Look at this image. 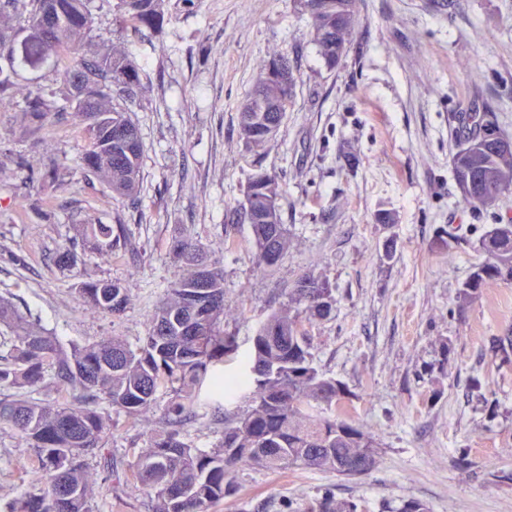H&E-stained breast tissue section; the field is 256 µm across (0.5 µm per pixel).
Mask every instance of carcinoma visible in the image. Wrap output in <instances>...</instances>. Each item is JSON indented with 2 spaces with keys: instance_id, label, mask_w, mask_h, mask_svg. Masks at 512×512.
Returning <instances> with one entry per match:
<instances>
[{
  "instance_id": "carcinoma-1",
  "label": "carcinoma",
  "mask_w": 512,
  "mask_h": 512,
  "mask_svg": "<svg viewBox=\"0 0 512 512\" xmlns=\"http://www.w3.org/2000/svg\"><path fill=\"white\" fill-rule=\"evenodd\" d=\"M92 0H0V108L18 106L35 123L66 109L78 117L84 169L112 193L137 195L143 146L128 116L127 102L145 92L135 62L101 54L88 42L95 23ZM310 35L329 67L346 53L358 24L356 0H300ZM166 0H119L113 24L137 38L162 32ZM27 33L22 52L14 36ZM52 64L55 79L66 85L62 99L40 85L17 80L18 70L38 71ZM291 68L288 57L272 53L260 64V77L239 113L244 142L269 141L261 127L284 116L293 98L288 85L269 74L272 66ZM499 132L494 113L480 112L452 156L457 183L471 180L463 201L478 208L495 204L512 189V153L496 151L486 131ZM281 186L274 174L249 182L246 201L261 217L250 225L258 263L272 267L288 252L282 223ZM83 245L112 254L127 242L123 225L80 224ZM481 259L462 283L459 302L480 297L497 283H512V224H494L478 240ZM169 252L186 273L152 311L150 328L133 349L119 336L88 345H64L10 300L0 298V325L9 329L10 348L0 356V425L6 424L37 457L36 478L9 512H95L97 479L84 462L109 452V416L104 400L131 424L169 395L164 415L145 445L126 461L110 460L113 480L136 486L151 498V512H212L237 493L236 466L265 471L313 469L351 479L358 468L372 471L379 444L350 411L344 383L314 365L309 327L331 318L336 289L323 274L299 277L288 301L273 312L253 337L246 356L249 372L223 375L214 367L238 354L237 337L224 332L231 313L224 305V266L211 260L192 239L175 237ZM82 304L117 317L129 303L117 281L92 280L77 288ZM42 392L33 401L20 391ZM247 398L245 409L224 419L213 448L184 441L178 425L208 399ZM305 512H358L352 499L329 490L312 499Z\"/></svg>"
}]
</instances>
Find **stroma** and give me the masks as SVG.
Returning a JSON list of instances; mask_svg holds the SVG:
<instances>
[{
  "label": "stroma",
  "instance_id": "stroma-1",
  "mask_svg": "<svg viewBox=\"0 0 512 512\" xmlns=\"http://www.w3.org/2000/svg\"><path fill=\"white\" fill-rule=\"evenodd\" d=\"M93 2L91 42L130 55L147 87L130 113L143 144L139 191L113 195L82 168L72 113L35 128L16 108L1 111L0 297L63 343L119 336L138 346L183 275L168 243L188 234L224 266V300L240 311L228 329L244 355L295 281L324 274L337 304L312 331L314 363L346 384L381 444L379 464L354 479L242 466L235 497L214 512H303L327 488L359 512L409 499L430 512H512V481L501 477L512 471V362L491 351L493 338L512 336V283L457 299L480 236L512 224V191L471 207L451 170L470 114L492 109L512 137V0H357L359 24L333 68L298 0H168L162 33L134 40L112 24L117 0ZM274 50L293 66L295 94L276 138L252 148L239 111ZM48 166L61 182L43 179ZM261 170L281 180L291 238L271 268L257 264L242 209ZM97 222L125 224L128 247L61 268L76 225ZM451 224L461 238L442 243ZM95 279L127 288L121 317L79 304L80 284ZM158 401L137 425L113 415L114 457L143 445L167 398ZM235 409L201 410L182 428L186 441L213 448ZM32 459L0 425V512L24 495Z\"/></svg>",
  "mask_w": 512,
  "mask_h": 512
}]
</instances>
